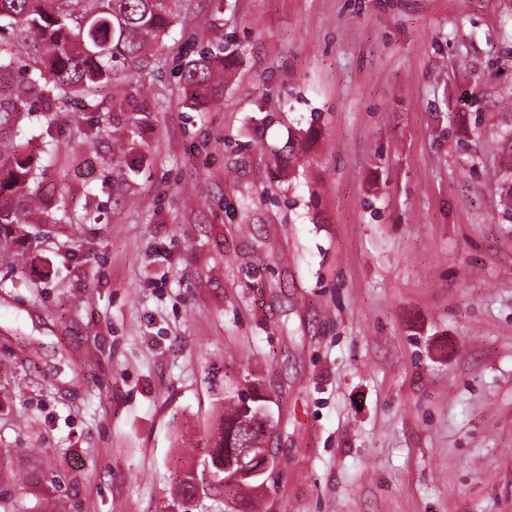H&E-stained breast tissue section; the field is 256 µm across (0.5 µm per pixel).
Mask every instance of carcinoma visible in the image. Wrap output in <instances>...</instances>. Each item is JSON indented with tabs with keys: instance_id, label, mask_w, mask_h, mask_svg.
Returning <instances> with one entry per match:
<instances>
[{
	"instance_id": "obj_1",
	"label": "carcinoma",
	"mask_w": 512,
	"mask_h": 512,
	"mask_svg": "<svg viewBox=\"0 0 512 512\" xmlns=\"http://www.w3.org/2000/svg\"><path fill=\"white\" fill-rule=\"evenodd\" d=\"M179 0H0V259L18 256L17 247L31 244L29 215L42 192L31 157L16 142L25 107L35 102L54 111L62 95L83 97L111 84L147 61L152 46L176 19ZM22 45L32 63L21 79H9L13 47ZM225 52L201 49L183 66V90L196 101L224 74ZM266 397L224 396L222 434L214 458L230 466L242 448L265 442Z\"/></svg>"
}]
</instances>
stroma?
I'll return each mask as SVG.
<instances>
[{
    "mask_svg": "<svg viewBox=\"0 0 512 512\" xmlns=\"http://www.w3.org/2000/svg\"><path fill=\"white\" fill-rule=\"evenodd\" d=\"M56 105L17 133L49 188L0 264V512H230L171 493L228 372L270 398L264 512H512V0H182ZM224 50L225 48L217 54L202 48L198 52V58L186 62L183 66L182 81L187 99L196 101L211 89L221 75H224L226 66Z\"/></svg>",
    "mask_w": 512,
    "mask_h": 512,
    "instance_id": "35a3bbf8",
    "label": "stroma"
}]
</instances>
